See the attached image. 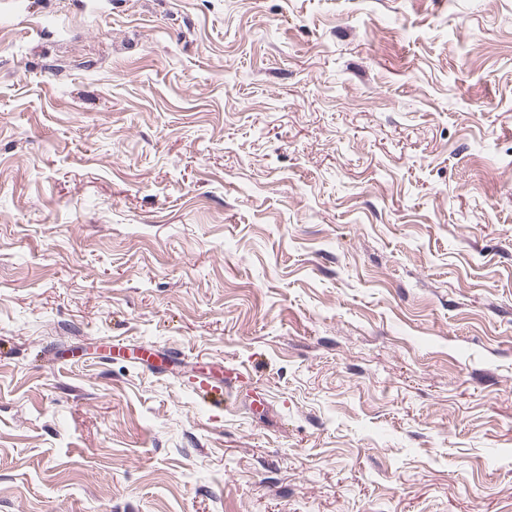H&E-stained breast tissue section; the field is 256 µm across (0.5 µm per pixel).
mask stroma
<instances>
[{
	"label": "stroma",
	"mask_w": 512,
	"mask_h": 512,
	"mask_svg": "<svg viewBox=\"0 0 512 512\" xmlns=\"http://www.w3.org/2000/svg\"><path fill=\"white\" fill-rule=\"evenodd\" d=\"M0 512H512V0H0ZM193 378L195 394L200 403L210 408H219L224 404L227 406L231 378H226V381L224 375L223 381L210 375H196Z\"/></svg>",
	"instance_id": "1"
}]
</instances>
